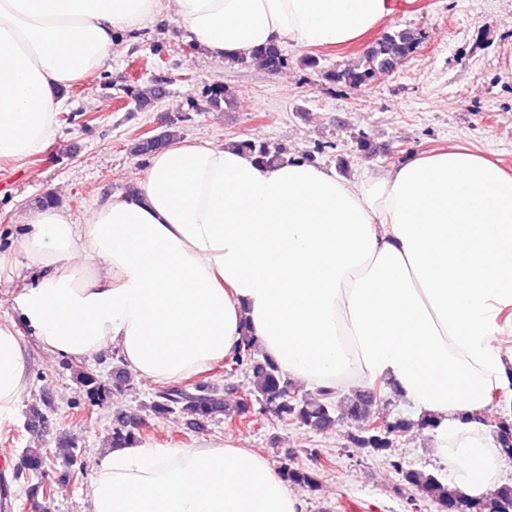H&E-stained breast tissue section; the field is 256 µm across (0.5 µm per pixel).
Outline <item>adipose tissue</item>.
Returning a JSON list of instances; mask_svg holds the SVG:
<instances>
[{
  "mask_svg": "<svg viewBox=\"0 0 512 512\" xmlns=\"http://www.w3.org/2000/svg\"><path fill=\"white\" fill-rule=\"evenodd\" d=\"M396 0H0V160L57 135L59 92L96 75L115 42L160 15L211 58L270 43L328 49L379 29ZM18 253L39 271L11 298L55 358L116 350L154 383L199 374L242 334L305 391L390 384L435 420L434 454L485 497L501 452L480 424L512 386V172L462 146L358 181L235 143L176 139L136 187L82 221L31 213ZM0 324V428L28 356ZM91 512H304L261 453L222 437L193 448H106Z\"/></svg>",
  "mask_w": 512,
  "mask_h": 512,
  "instance_id": "obj_1",
  "label": "adipose tissue"
}]
</instances>
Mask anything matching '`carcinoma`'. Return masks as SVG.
<instances>
[{
    "label": "carcinoma",
    "mask_w": 512,
    "mask_h": 512,
    "mask_svg": "<svg viewBox=\"0 0 512 512\" xmlns=\"http://www.w3.org/2000/svg\"><path fill=\"white\" fill-rule=\"evenodd\" d=\"M419 40L408 29H393L382 34L360 57L351 64L336 69H323L314 56L303 59L306 69L320 76L322 80L352 91L367 88L378 76L388 75L397 70L418 48ZM260 63L266 70L277 72L288 65V57L277 44H270L254 49L246 56L236 58V62L248 61ZM167 80L157 78L146 89L126 88L123 93L130 98L137 109L158 101L164 93ZM202 101L208 110H221L232 103L226 86L220 83L205 85L200 98L189 97L191 110H198L197 101ZM179 136V126L169 122L158 137L146 133L133 140L129 153L135 157L147 158L164 148L171 140ZM237 145L255 154L266 163H278L284 160L283 152L267 143L256 144L250 140H241ZM122 360L112 368V385H107L98 375L88 372L77 365L67 364V369L80 381L85 389L86 399L92 406L103 403L110 389L120 390L129 386L127 372L121 367ZM227 371L242 370L250 379L249 393L262 401L260 409L273 412L279 419L290 421L316 433H324L336 426V422L346 419L357 426V433L350 440L359 448L383 456L392 455L395 441L411 431L414 427L431 429L434 423L421 417L417 420L396 413L382 419L381 428H372L374 420L371 410L382 390L379 385L368 389H359L349 395L333 388H320L314 393L298 394L291 387L286 374L259 351L252 337L243 334L241 345L236 352L224 361ZM147 409L157 418L171 414H180L187 419V425L195 431H203L219 415L226 414L224 395L209 383L197 381L189 386L166 384L158 389ZM499 447L512 450V423L499 422L487 426ZM112 445L121 447L140 440L138 423L135 418L117 412L112 418ZM53 463V456L42 448H26L14 480L23 476H36ZM392 467L401 476L398 491L413 488L421 496L432 502L437 512H475L476 505H481L483 512H512V485H504L490 497L477 501L465 495L457 487L442 477L419 469L405 468L401 462L391 461ZM281 475L284 480L302 491L312 492L318 487L316 473L288 463L282 464Z\"/></svg>",
    "instance_id": "cac0c4a2"
}]
</instances>
